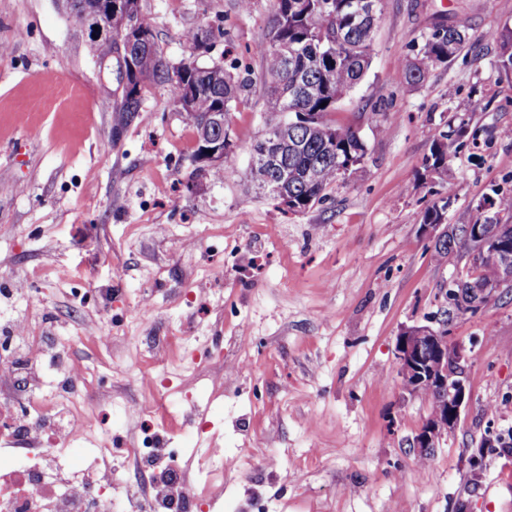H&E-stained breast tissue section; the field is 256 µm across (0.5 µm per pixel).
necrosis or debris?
Masks as SVG:
<instances>
[{
  "label": "necrosis or debris",
  "instance_id": "4bbe7bcc",
  "mask_svg": "<svg viewBox=\"0 0 512 512\" xmlns=\"http://www.w3.org/2000/svg\"><path fill=\"white\" fill-rule=\"evenodd\" d=\"M30 317L8 326L0 336V419L16 431L0 432V512H204L223 486L205 490L185 475L181 456L161 448L151 437L123 448L78 447L88 430V413L103 400L87 390V381L73 354L56 362L59 399L44 408L30 387L39 383L40 362L48 352L42 339L31 336ZM121 460L147 468L140 496L116 495L112 470L90 478L93 462Z\"/></svg>",
  "mask_w": 512,
  "mask_h": 512
}]
</instances>
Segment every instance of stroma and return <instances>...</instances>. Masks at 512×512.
<instances>
[{
    "label": "stroma",
    "instance_id": "stroma-1",
    "mask_svg": "<svg viewBox=\"0 0 512 512\" xmlns=\"http://www.w3.org/2000/svg\"><path fill=\"white\" fill-rule=\"evenodd\" d=\"M383 0L366 78L333 117L367 155L322 202L300 213L247 180L263 132L258 49L274 0H142L170 63L189 57L186 31L211 30L202 64L238 60L249 93L228 117L234 159L198 171L195 132L153 87L143 112L115 128L107 83L56 0H0V323L23 314L17 282L40 288L37 317L57 349L101 378L112 400L94 418L104 439L136 433L140 390L124 384L156 338L189 336L215 362L173 355L164 405L204 411L201 436L175 426L158 440L224 451L213 512H512V290L449 323L464 347L470 399L427 459L412 441L427 400L402 386L397 338L439 311L436 295L473 268L466 250L436 265L421 226L444 185L451 224H468L494 193L512 194V69L493 32L512 27V0ZM458 15L466 47L404 84L428 11ZM463 127L443 178L425 176L439 132ZM155 312L140 317V302ZM106 339L92 341L94 329Z\"/></svg>",
    "mask_w": 512,
    "mask_h": 512
}]
</instances>
